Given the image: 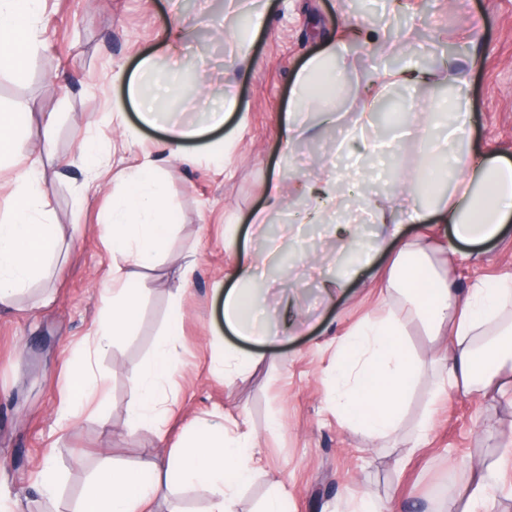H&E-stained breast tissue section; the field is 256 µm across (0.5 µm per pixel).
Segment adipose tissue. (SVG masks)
<instances>
[{"label":"adipose tissue","instance_id":"ef3b65f1","mask_svg":"<svg viewBox=\"0 0 512 512\" xmlns=\"http://www.w3.org/2000/svg\"><path fill=\"white\" fill-rule=\"evenodd\" d=\"M40 0H0V67L19 73L36 46L35 18ZM346 48L341 40L307 60L294 87V105L282 126L285 144L299 134L296 117L315 102L310 77L327 72L329 86L341 75L326 68L328 59ZM154 57H142L127 82L129 100L139 108L140 122L163 134L162 148L183 151L214 129L224 125L237 108L235 96L225 97L218 110L203 123L184 124L157 111L154 102L162 89L147 92L146 80L154 72ZM453 89L451 99L440 101V111L449 115L444 144L425 140L423 155L438 170L458 173L447 192L440 183L427 179L426 201L410 203L404 212L406 223L419 224L429 218L451 225L459 242L480 243L497 237L503 224L512 220V162L492 158L474 164L464 144L469 135L468 84L460 75L446 73ZM429 75L414 59L393 70L377 72L373 90L360 118L348 128L344 142L350 153L363 155L376 146L365 134L384 89L416 86ZM30 114L22 106L0 113V166L18 165L8 217L0 218V307H10L16 297L48 269L58 245V227L47 210L48 180L38 162H26L23 133ZM112 180L121 192L102 218L104 237L118 243L126 261L148 267L154 264L171 236L174 226L165 202V183L157 166L147 163L113 172ZM305 196L312 204L310 219L326 231L353 246L357 231L353 225L336 223L338 213L351 200L352 184L343 175L325 178L307 186ZM373 222L385 225L378 248L392 255L387 287L396 293L401 318L369 319L343 347L336 360V405L343 417L375 438L387 436L398 426L401 413L419 365L405 347L404 318L420 319L430 335L448 334L445 371L448 390L469 396L481 391L512 385V348L490 338L493 326L512 312V274L493 284L460 294L454 283L440 274L429 255L431 247L422 237H405L400 223L374 201H365ZM281 249L278 240L267 243L262 253L231 272L232 284L224 291V323L240 336L273 343L277 334L259 326L257 313L264 303L254 288L261 268L274 261ZM147 283L130 287L120 274L105 282L107 294L100 327L93 339L94 351L108 348L117 337L132 328ZM177 324H170L166 340L154 357L131 373L132 404L129 425L137 429L154 424L169 410L165 383L177 361L174 342ZM252 445L242 427L227 429L223 420L206 425L187 452L142 464L137 472L105 467L95 478L89 494L77 512H143L153 500L170 494L181 481L208 492L210 512H233L236 491L252 476Z\"/></svg>","mask_w":512,"mask_h":512}]
</instances>
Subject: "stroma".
Here are the masks:
<instances>
[{
    "instance_id": "35a3bbf8",
    "label": "stroma",
    "mask_w": 512,
    "mask_h": 512,
    "mask_svg": "<svg viewBox=\"0 0 512 512\" xmlns=\"http://www.w3.org/2000/svg\"><path fill=\"white\" fill-rule=\"evenodd\" d=\"M256 11L266 22L241 42L236 21ZM175 19L183 38L171 60L161 35ZM353 26L380 34L386 50L375 55L371 42H350L336 60L343 81L335 123L302 113V138L284 144L281 120L298 72L330 37ZM36 29L26 70L0 73V108L27 107V152L49 151L46 170L62 173L49 192L59 248L48 273L0 310V512H75L105 461L134 468L169 456L215 412L229 423L246 419L259 451L251 481L236 493L237 512H262L283 485L284 512H362L364 489L375 512L392 499L401 512H465L473 472L499 467L512 441V388L448 396L436 365L448 339L411 319L407 348L421 371L397 430L370 438L336 409L338 349L366 318L399 310L382 290L390 259L375 248L378 225L359 227V248L370 256L359 267L322 225L302 239H283L288 264L273 263L256 284L274 329L294 318L293 331L275 345L228 332L214 284L250 260V215L265 205L270 183L279 182L287 213L301 222L306 204L296 184L322 179L337 163L336 145L364 108L366 83L389 57L412 56L431 70L452 61L468 83L471 153L512 160V0H41ZM148 54L158 58L155 79L191 82L194 97L168 105L183 119H199L220 108L225 94L235 95V115L205 136L234 142L221 156L165 158L174 232L152 266L131 267L132 282L149 286L137 321L93 359L104 399L66 427L68 375L95 333L112 266L99 221L117 193L108 177L87 187L77 160L91 147L108 168L126 157H157L161 134L140 123L126 95L129 76ZM48 112L56 113L57 127L47 150L36 124ZM424 172L412 138L366 159L355 182L362 195L397 208ZM403 231L429 240L461 293L512 273V223L475 245L454 241L446 224H407ZM191 258L197 273L180 285L178 268ZM176 314L178 361L167 383L174 405L162 433L129 432L130 371L153 357ZM426 420L431 426L419 434ZM57 439L65 450L54 462L59 484L50 497L38 474Z\"/></svg>"
}]
</instances>
